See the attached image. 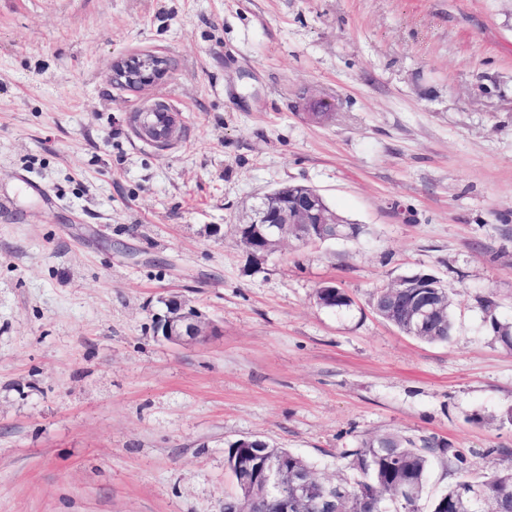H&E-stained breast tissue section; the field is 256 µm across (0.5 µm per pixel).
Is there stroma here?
<instances>
[{
  "mask_svg": "<svg viewBox=\"0 0 512 512\" xmlns=\"http://www.w3.org/2000/svg\"><path fill=\"white\" fill-rule=\"evenodd\" d=\"M143 52L168 74L113 85ZM159 101L164 148L126 121ZM288 184L361 234L253 263L235 226ZM0 197V512H224L246 436L323 478L388 432L512 467V0H0ZM414 273L450 342L373 312ZM173 294L205 341L156 335ZM169 69L167 59L155 54H142L113 60L110 78L117 86L141 88L159 80ZM320 288V290L318 288L316 291V293L319 291L316 295V300L322 308L336 310L351 305V298L347 295L343 288L332 284H325ZM334 288L336 289L335 291ZM334 295L336 297V309L332 308L334 303Z\"/></svg>",
  "mask_w": 512,
  "mask_h": 512,
  "instance_id": "1",
  "label": "stroma"
}]
</instances>
